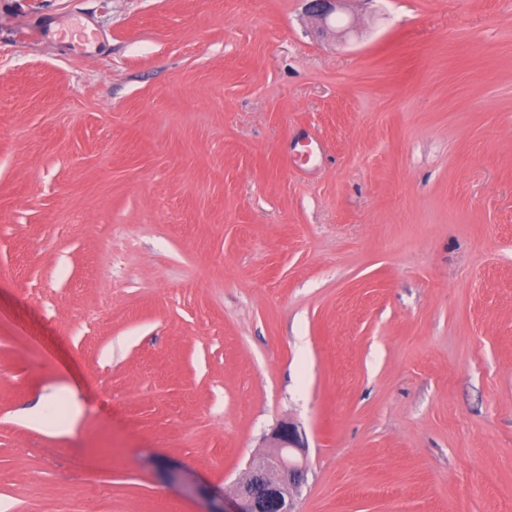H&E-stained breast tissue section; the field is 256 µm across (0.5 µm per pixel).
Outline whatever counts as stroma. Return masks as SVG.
<instances>
[{
	"instance_id": "1",
	"label": "stroma",
	"mask_w": 512,
	"mask_h": 512,
	"mask_svg": "<svg viewBox=\"0 0 512 512\" xmlns=\"http://www.w3.org/2000/svg\"><path fill=\"white\" fill-rule=\"evenodd\" d=\"M338 22L0 0L9 512H207L284 420L296 512H512V0Z\"/></svg>"
}]
</instances>
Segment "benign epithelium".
I'll return each instance as SVG.
<instances>
[{
    "instance_id": "obj_1",
    "label": "benign epithelium",
    "mask_w": 512,
    "mask_h": 512,
    "mask_svg": "<svg viewBox=\"0 0 512 512\" xmlns=\"http://www.w3.org/2000/svg\"><path fill=\"white\" fill-rule=\"evenodd\" d=\"M306 12L322 24H328L343 0H305ZM273 453L254 461L247 477L235 489V498L211 493L209 497L221 504L207 512H264L267 504L275 505L277 512H290L291 497L305 478V468L297 454L303 452L305 443L298 427L291 422L279 424L271 434Z\"/></svg>"
}]
</instances>
